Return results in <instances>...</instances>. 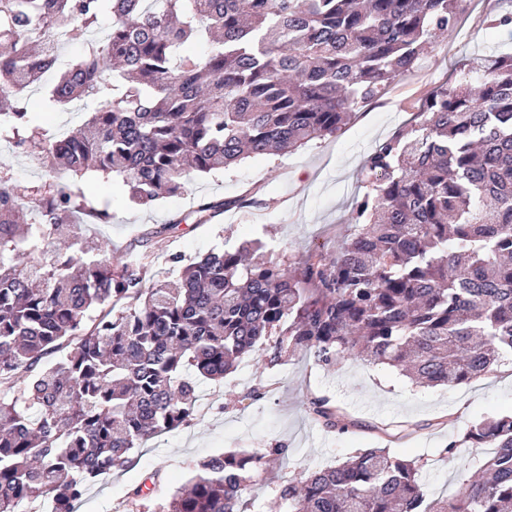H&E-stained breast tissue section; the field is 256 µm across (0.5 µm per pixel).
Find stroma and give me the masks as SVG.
Returning <instances> with one entry per match:
<instances>
[{
  "instance_id": "1",
  "label": "stroma",
  "mask_w": 512,
  "mask_h": 512,
  "mask_svg": "<svg viewBox=\"0 0 512 512\" xmlns=\"http://www.w3.org/2000/svg\"><path fill=\"white\" fill-rule=\"evenodd\" d=\"M512 16V0H466L455 33L441 36L414 70L400 76L336 135L315 139L279 156L251 157L229 170L194 180L188 192L149 207L132 204L120 181L100 176L46 173L36 162L37 144L14 149L0 140V176L32 189L64 183L96 204L111 220L87 225V234L121 252L131 240L161 225L170 230L151 248L146 282L175 279L171 255H204L245 241L297 262L312 251L335 253L350 232V213L365 158L405 127L421 100L454 81L468 58L512 52V27L494 29L492 18ZM222 201L223 217L202 220L201 202ZM262 399L251 400L252 390ZM324 397L346 414L345 430L325 428L310 415L307 399ZM512 411V365L488 378L452 388L423 387L396 368L350 359L327 368L294 355L279 365L258 356L242 358L219 381L200 380L193 424L149 440L134 463L88 486L77 512H155L159 503L194 476L197 462L228 451L263 455L265 470L244 497L245 512H280V484L335 466L358 448H388L423 461L424 490L452 495L461 477L475 470L471 454L448 456L459 425ZM158 480L144 499L134 488Z\"/></svg>"
}]
</instances>
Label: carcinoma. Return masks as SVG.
Masks as SVG:
<instances>
[{"label":"carcinoma","instance_id":"1","mask_svg":"<svg viewBox=\"0 0 512 512\" xmlns=\"http://www.w3.org/2000/svg\"><path fill=\"white\" fill-rule=\"evenodd\" d=\"M462 2L0 0V137L26 145L21 94L55 70L47 111L100 108L76 133L39 132L38 164L118 179L150 205L197 176L335 135L454 31ZM205 38V54L185 51ZM62 44L82 55L62 61ZM416 118L365 161L335 257L293 269L245 242L172 257L174 287L147 285L142 260L175 224L118 254L75 223L105 224L107 208L65 184L32 202L0 177V512L37 501L76 512L100 476L192 424L196 378L219 381L244 355L384 364L432 387L512 361V54L465 61ZM30 202L37 218L24 223ZM60 238L67 249L51 248ZM308 411L346 427L325 398ZM461 448L490 452L451 498L426 497L423 463L364 448L281 486L278 500L283 512H512V412L465 424L446 452ZM197 468L159 512H244L263 457L228 452Z\"/></svg>","mask_w":512,"mask_h":512}]
</instances>
